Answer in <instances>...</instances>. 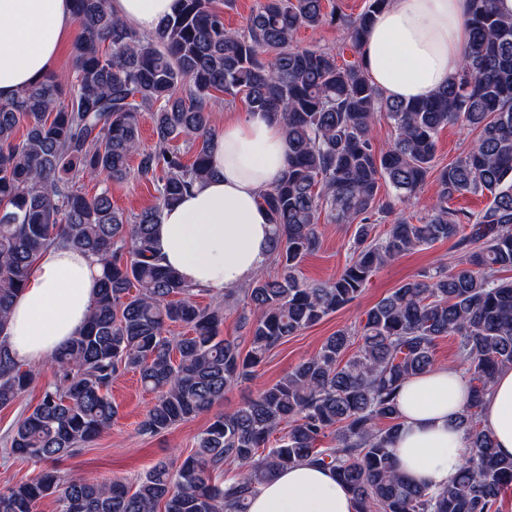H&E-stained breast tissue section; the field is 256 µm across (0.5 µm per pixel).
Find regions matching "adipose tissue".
Returning a JSON list of instances; mask_svg holds the SVG:
<instances>
[{
	"mask_svg": "<svg viewBox=\"0 0 512 512\" xmlns=\"http://www.w3.org/2000/svg\"><path fill=\"white\" fill-rule=\"evenodd\" d=\"M178 8V0H112V13L148 32ZM470 0H390L363 48L367 71L386 96L425 97L462 65L470 36ZM72 20L71 0H0V102L49 73ZM288 154L282 124L247 112L225 122L215 151L216 175L195 184L167 208L155 249L183 279L212 291L235 288L269 256L272 223L260 196L280 179ZM100 267L85 251H42L26 288L15 299L6 334L14 357L40 366L83 327L98 288ZM463 375L436 366L402 384L396 403L402 427L392 448L400 469L420 484L442 489L458 472L466 401ZM484 429L501 455L512 456V369L486 396ZM357 505L328 468L295 465L259 486L249 512H356Z\"/></svg>",
	"mask_w": 512,
	"mask_h": 512,
	"instance_id": "1",
	"label": "adipose tissue"
}]
</instances>
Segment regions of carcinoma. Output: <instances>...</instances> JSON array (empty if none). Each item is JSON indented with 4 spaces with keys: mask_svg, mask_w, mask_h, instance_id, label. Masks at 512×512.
<instances>
[{
    "mask_svg": "<svg viewBox=\"0 0 512 512\" xmlns=\"http://www.w3.org/2000/svg\"><path fill=\"white\" fill-rule=\"evenodd\" d=\"M179 2L142 35L113 16L110 0H72V81L47 75L0 103V408L40 375L15 359L3 336L39 253L71 245L100 265L86 325L52 357V380L9 438V454L47 468L0 489V512H34L50 495L59 512H157L161 503L164 512H248L258 486L303 462L332 469L358 512H499L512 489V458L498 454L480 414L496 374L512 368V278L501 276L512 270V16L497 0H471L461 70L405 102L384 95L363 57L340 63L294 40L301 29L339 21L359 54L390 0H369L349 17L325 12L323 0H258L241 31L225 28L215 0ZM223 97L276 117L289 143L280 181L261 195L281 273L259 272L242 289L254 313L245 352L220 337L223 306L199 305L208 289L187 284L154 247L163 210L215 174L210 112ZM145 111L152 150L140 149ZM381 115L396 132L386 148L373 135ZM450 123L477 137L440 168L436 140ZM178 137L191 157L171 146ZM132 174L158 193L134 216L112 207L107 187L92 197L81 191L86 179L120 183ZM431 176L438 189L427 215L400 214L384 237L374 236V217L395 212L381 186L406 207ZM476 193L491 197L480 213L450 206ZM322 215L356 225L352 255L338 277L310 284L296 270L319 248ZM444 240L464 260L400 285L357 329L337 330L276 383L214 415L178 467L161 460L131 485L60 474L58 464L111 429L114 378L139 374L155 394L140 429L166 431L212 411L283 340L352 304L380 266ZM176 324L189 334L171 336ZM443 336L458 340L470 399L458 418L463 465L448 487L432 490L400 473L391 443L401 427L398 391L433 366ZM381 420L389 424L381 428ZM284 422L288 430L270 442ZM329 436L334 445L319 447ZM227 462L236 474L213 483Z\"/></svg>",
    "mask_w": 512,
    "mask_h": 512,
    "instance_id": "cac0c4a2",
    "label": "carcinoma"
}]
</instances>
